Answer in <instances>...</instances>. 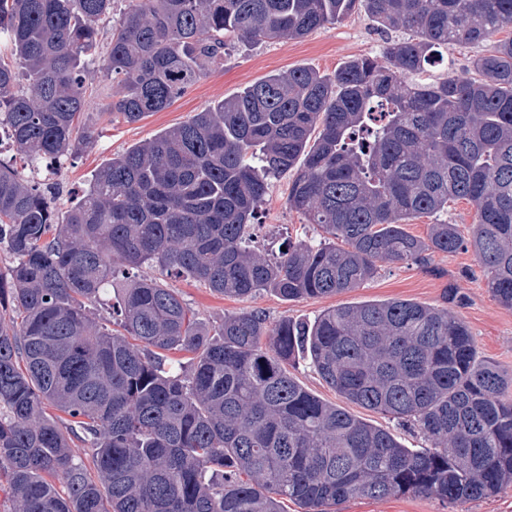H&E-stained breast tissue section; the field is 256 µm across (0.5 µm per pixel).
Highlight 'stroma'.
<instances>
[{
    "label": "stroma",
    "instance_id": "obj_1",
    "mask_svg": "<svg viewBox=\"0 0 512 512\" xmlns=\"http://www.w3.org/2000/svg\"><path fill=\"white\" fill-rule=\"evenodd\" d=\"M383 45L364 12L352 13L343 20L324 25L300 39H281L258 45L236 44L222 64L212 67L207 75L193 85L168 108L150 113L137 123H106L102 117L111 100L112 86L98 69H91L95 88L91 106L82 115V124L93 133L87 149L63 167L30 170L21 168L25 178L39 184L59 188L56 198L59 210H66L92 175L113 154L123 152L143 141L188 121L195 113L214 102L231 97L248 85L265 77L307 66L325 75H333L345 62L366 54H377ZM292 173L277 178L249 228L253 245L263 253H278L281 247L296 239H319L317 225L306 220L287 205L288 184ZM433 272L419 266L380 263L377 275L362 287L321 299L286 301L269 291H261L246 299L216 294L195 282L168 278L196 317L215 326L225 316L242 311H256L274 324L283 318L314 320L322 311L339 305H356L402 299L425 306L448 308L471 332L477 353L512 377V309L501 306L490 294L472 252L460 250L434 255ZM458 290L459 302L447 303L446 288ZM291 375L316 397L345 405L348 412L368 423L386 429L402 445L425 448L429 442L416 430L397 419L362 406L344 403L334 388L306 362H298ZM335 512H512V487L495 497L460 502L452 506L426 495H410L370 500L353 498L336 506Z\"/></svg>",
    "mask_w": 512,
    "mask_h": 512
}]
</instances>
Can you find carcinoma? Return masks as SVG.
<instances>
[{
  "instance_id": "carcinoma-1",
  "label": "carcinoma",
  "mask_w": 512,
  "mask_h": 512,
  "mask_svg": "<svg viewBox=\"0 0 512 512\" xmlns=\"http://www.w3.org/2000/svg\"><path fill=\"white\" fill-rule=\"evenodd\" d=\"M363 9L395 33L328 77L268 76L112 156L59 213L57 192L0 159V492L11 512H330L349 497L477 501L512 484V390L446 308L344 305L274 325L252 311L210 328L156 268L212 292L286 301L361 287L377 263L473 252L512 308V38L468 75L424 77L450 45L512 27V0H0V129L26 165L62 166L89 67L112 82L111 122L169 107L224 62L228 41L298 39ZM108 26L100 51V26ZM288 208L323 232L271 259L247 228L291 169ZM465 199L458 225L405 224ZM108 328L92 317L101 294ZM186 353L178 367L167 355ZM306 357L350 403L417 429L430 448L327 403L289 373ZM70 417L64 424L47 412ZM90 445V460L74 441ZM446 220L448 224H458L464 236H467L471 224L475 222V211L472 205L466 200L455 201L448 206V213L438 217Z\"/></svg>"
}]
</instances>
